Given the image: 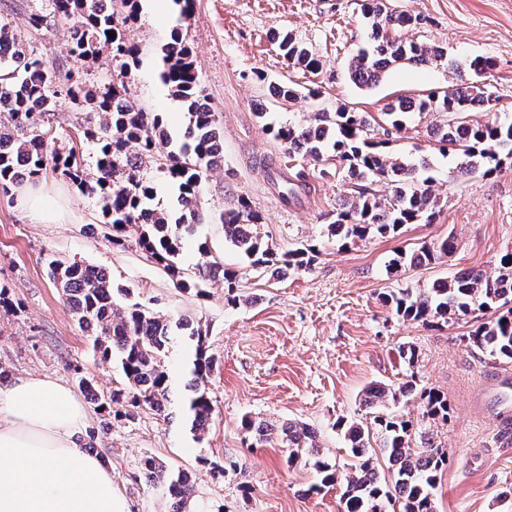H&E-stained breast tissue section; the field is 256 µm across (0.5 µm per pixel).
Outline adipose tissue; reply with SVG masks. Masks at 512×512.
<instances>
[{
  "label": "adipose tissue",
  "mask_w": 512,
  "mask_h": 512,
  "mask_svg": "<svg viewBox=\"0 0 512 512\" xmlns=\"http://www.w3.org/2000/svg\"><path fill=\"white\" fill-rule=\"evenodd\" d=\"M86 411L47 377L0 386V512H129L112 470L87 452Z\"/></svg>",
  "instance_id": "obj_1"
}]
</instances>
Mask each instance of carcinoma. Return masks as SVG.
Here are the masks:
<instances>
[{"label":"carcinoma","mask_w":512,"mask_h":512,"mask_svg":"<svg viewBox=\"0 0 512 512\" xmlns=\"http://www.w3.org/2000/svg\"><path fill=\"white\" fill-rule=\"evenodd\" d=\"M50 2L52 17L72 21L70 52L87 59L108 53L117 67L116 78L104 90L63 82V64L35 56L26 48L19 30L23 26L38 31L48 24L47 17L30 15L19 24L1 19L0 48L7 53L0 54V97L8 98L10 107L0 111V192L6 194L26 181L36 182L49 170L59 174L81 192L98 195L103 213L116 232L133 239L147 257L175 273L182 241L193 235L201 221L195 203L202 178L224 155L223 125L202 103L192 51L178 33L163 48L161 79L187 114L184 138L175 140L162 126L159 115L142 111L127 97L125 79L138 62L139 49L128 42L124 27L136 18L138 0H108L101 10L91 0ZM360 7L371 34L368 47L358 50L349 61L355 85L374 86L403 63L426 65L448 60L444 49L399 35L423 24L420 16L397 13L385 0H362ZM280 50L291 64L310 71L321 67L320 60L289 35L282 37ZM492 69L491 60L474 58L469 63V77L418 99L388 103L376 116L341 107L334 112H316L307 124L275 125L266 122L265 112L258 117L281 143L288 161L308 156L329 163L347 184L346 199L328 225L329 236L343 247L368 237H395L407 224L434 223L441 212L428 162L396 157L385 150L387 136L401 132L410 114H443L444 119L431 127L430 134L441 150L459 160L460 175L488 177L512 168V121L495 115L476 118V110L482 107L487 112L496 111L488 82ZM269 92L279 104L299 98L298 89L290 84H271ZM66 101L82 110L83 135L99 145L97 171L92 178L85 173L74 148L62 153L54 147V117L58 106ZM377 129L385 139L375 136ZM161 149L168 150L170 164L165 173L177 190L181 206V214L173 223L166 211L153 204V187L144 171L146 158ZM280 178V196L286 201L295 195L296 183L303 182L305 175L299 171ZM379 184L386 186L388 193H379ZM239 206L221 217L224 239L253 271L274 276L286 268L299 271L314 265L320 255L319 245L307 243L281 252L258 232L261 217L249 202L243 198ZM456 251V239L451 234L440 241H423L408 252H395L387 270L443 263ZM48 272L93 348L104 361L115 363L125 379V388L107 395L93 390L89 380L80 379L90 400L96 407L110 409L114 416L128 420L144 407L165 412L170 392L165 359L175 332L185 328L187 321L157 316L139 302L118 303L116 295L127 298L129 292L113 288L110 276L102 269L52 259ZM219 276L224 280L226 300L237 303L241 297L239 273L216 259L206 263L202 275L181 278L177 286L201 295V282ZM386 303L396 316L425 326L465 321L469 329L463 339L468 345L501 363L512 362V249L500 256L494 275L471 267L427 290H392L386 294ZM190 337L194 338L193 379L184 406L192 419V430L203 432L214 411L206 383L216 359L208 352L202 329L191 332ZM400 399L418 401L424 418L448 422V396L418 386L413 376L396 389L383 383L369 385L364 406L379 410L388 401ZM373 423L381 432L376 448L370 443L367 425L346 420L336 423L348 442L352 460L339 512H385L395 504L399 512H437L434 489L448 464L447 451L411 419L380 412L373 416ZM242 429L258 444L276 438L288 445L291 464L319 447L312 428L289 420L274 425L247 415ZM312 466L319 483L308 491L336 485V467L318 457ZM142 470L147 485L167 504L166 512H191L194 489L185 471L154 458L145 459Z\"/></svg>","instance_id":"obj_1"}]
</instances>
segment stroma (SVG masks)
I'll use <instances>...</instances> for the list:
<instances>
[{"label":"stroma","instance_id":"obj_1","mask_svg":"<svg viewBox=\"0 0 512 512\" xmlns=\"http://www.w3.org/2000/svg\"><path fill=\"white\" fill-rule=\"evenodd\" d=\"M390 4L426 19L404 30L405 39L439 45L462 62L491 58L499 112L512 119V0ZM277 31L302 43L321 69L312 73L288 64L272 39ZM177 32L197 61L203 98L224 126V160L202 180V221L185 242L179 265L193 272L201 248H208L225 266L244 270L241 292L247 302L228 303L219 280L209 282L202 296L177 288L175 277L139 247L113 244L98 196L50 173L34 185L44 221H34L22 207L23 188L0 194V283L20 305L14 312L0 310V368L12 380L47 376L74 390L83 377L106 391L124 387L119 370L100 360L47 274V258L81 261L104 269L114 287L129 291L150 312L181 316L201 328L217 359L207 383L214 413L202 434L191 432L184 415L192 356L180 347L166 360L174 383L172 419L145 409L129 421L87 405L88 451L111 465L130 512H163L161 498L143 482L141 461L150 456L188 472L201 512H338L342 486L309 493L316 481L313 467L289 464L288 450L278 442L249 445L243 417L309 425L324 459L341 467L349 457L337 420L369 418L364 388L375 382L395 387L410 374L448 396V422L429 426L436 443L448 450V466L434 490L437 512H512V438L502 439L492 424L496 418L512 420V385L494 383L499 362L468 346L463 326L405 321L385 302L390 290L428 288L470 267L496 271L501 253L512 247V170L488 178L460 176L455 161L440 154L428 135L438 116L412 114L405 130L391 136L387 151L429 161L443 202L440 217L405 226L399 236L371 237L341 250L327 240V226L346 191L341 177L319 174L312 160H295L306 186L297 198L282 200L273 173L283 148L264 128L268 121L301 123L317 110L341 106L374 114L396 98H418L458 82V71L442 62L406 63L373 89L357 88L347 65L369 40L357 0H194L185 18L173 0L160 8L140 0L137 20L126 27L140 54L127 79L128 93L143 111L162 115L174 134L184 130L185 113L160 73L162 50ZM29 42L44 60L63 62L76 81L100 87L112 78L110 57L71 56L66 23L48 24ZM272 81L295 83L301 97L294 106L271 104ZM312 90L318 98H309ZM264 107L265 120L259 117ZM241 196L261 215V235L280 250L320 243L314 265L275 278L247 271L221 224ZM450 235L458 249L447 262L387 272L395 249ZM404 344L415 346V365L401 359ZM227 460L237 470L226 475L219 466Z\"/></svg>","mask_w":512,"mask_h":512}]
</instances>
